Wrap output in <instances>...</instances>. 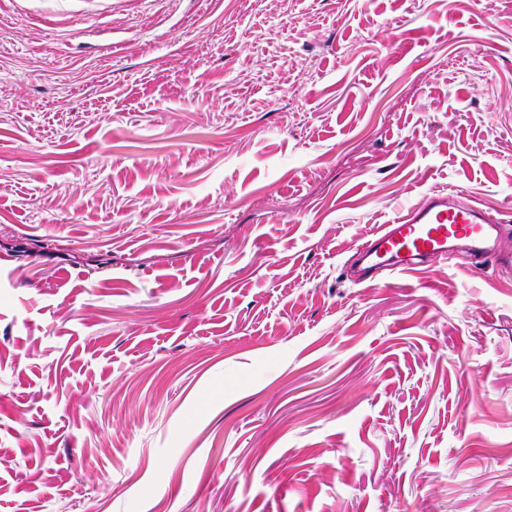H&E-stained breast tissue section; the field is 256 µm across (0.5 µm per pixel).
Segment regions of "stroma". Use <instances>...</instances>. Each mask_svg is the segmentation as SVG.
I'll use <instances>...</instances> for the list:
<instances>
[{"label":"stroma","mask_w":512,"mask_h":512,"mask_svg":"<svg viewBox=\"0 0 512 512\" xmlns=\"http://www.w3.org/2000/svg\"><path fill=\"white\" fill-rule=\"evenodd\" d=\"M512 0H0V512H512ZM499 224V219L467 198L432 191L362 238L356 247L358 264L353 280L369 284L380 270L399 275L446 258L460 248L470 255L471 268L491 260L511 273L512 248L510 243H502Z\"/></svg>","instance_id":"1"}]
</instances>
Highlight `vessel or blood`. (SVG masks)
I'll list each match as a JSON object with an SVG mask.
<instances>
[{
  "label": "vessel or blood",
  "instance_id": "obj_1",
  "mask_svg": "<svg viewBox=\"0 0 512 512\" xmlns=\"http://www.w3.org/2000/svg\"><path fill=\"white\" fill-rule=\"evenodd\" d=\"M499 228V219L471 200L452 192H430L363 237L353 280L369 284L378 271L399 275L458 250L469 254L472 267L489 260L511 273L512 246L502 243Z\"/></svg>",
  "mask_w": 512,
  "mask_h": 512
}]
</instances>
